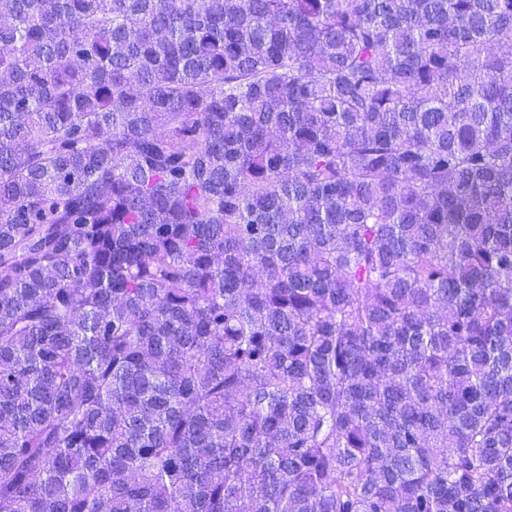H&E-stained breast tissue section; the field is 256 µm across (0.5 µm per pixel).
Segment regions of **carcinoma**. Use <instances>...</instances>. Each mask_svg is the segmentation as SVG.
Listing matches in <instances>:
<instances>
[{
  "label": "carcinoma",
  "mask_w": 512,
  "mask_h": 512,
  "mask_svg": "<svg viewBox=\"0 0 512 512\" xmlns=\"http://www.w3.org/2000/svg\"><path fill=\"white\" fill-rule=\"evenodd\" d=\"M0 512H512V0H0Z\"/></svg>",
  "instance_id": "1"
}]
</instances>
